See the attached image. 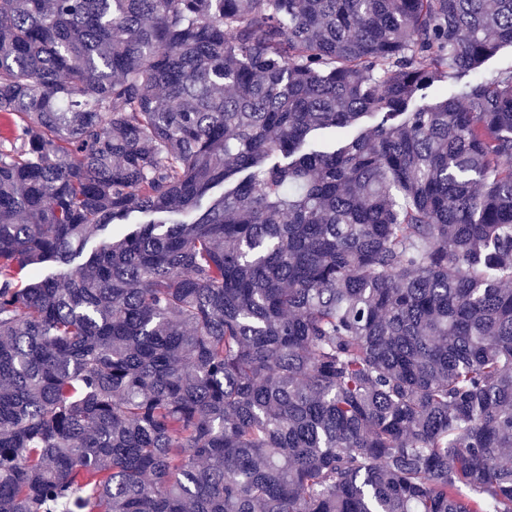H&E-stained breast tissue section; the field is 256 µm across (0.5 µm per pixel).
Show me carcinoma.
<instances>
[{
    "mask_svg": "<svg viewBox=\"0 0 512 512\" xmlns=\"http://www.w3.org/2000/svg\"><path fill=\"white\" fill-rule=\"evenodd\" d=\"M504 46L512 0H0V512H512Z\"/></svg>",
    "mask_w": 512,
    "mask_h": 512,
    "instance_id": "cac0c4a2",
    "label": "carcinoma"
}]
</instances>
